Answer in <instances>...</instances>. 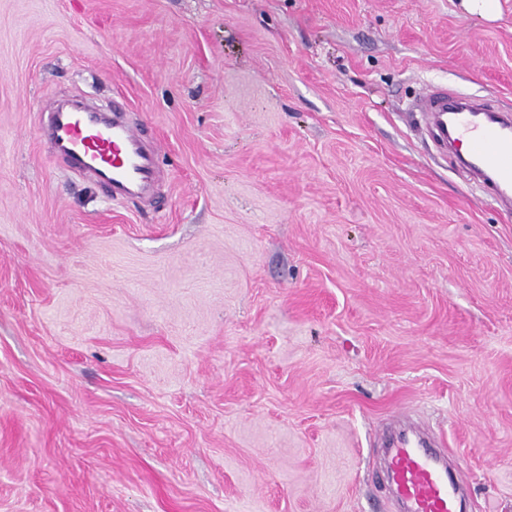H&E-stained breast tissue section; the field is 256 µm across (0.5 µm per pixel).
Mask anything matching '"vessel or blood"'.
Segmentation results:
<instances>
[{"label": "vessel or blood", "mask_w": 512, "mask_h": 512, "mask_svg": "<svg viewBox=\"0 0 512 512\" xmlns=\"http://www.w3.org/2000/svg\"><path fill=\"white\" fill-rule=\"evenodd\" d=\"M440 143H466L473 171L485 174L499 205L512 204V120L485 104H467L444 87L429 90L418 106ZM39 138L68 168L86 173L114 200L133 201L159 175L156 146L125 118L123 102L100 112L50 103ZM385 479L402 512H461L445 454L425 440L402 435L384 450Z\"/></svg>", "instance_id": "obj_1"}]
</instances>
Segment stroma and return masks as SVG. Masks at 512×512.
Masks as SVG:
<instances>
[{
  "label": "stroma",
  "instance_id": "35a3bbf8",
  "mask_svg": "<svg viewBox=\"0 0 512 512\" xmlns=\"http://www.w3.org/2000/svg\"><path fill=\"white\" fill-rule=\"evenodd\" d=\"M441 84L512 113V0H0V512H394L402 414L512 512V212ZM70 95L155 198L44 151ZM465 10L486 21H494L499 16V0H462ZM39 139L68 168L85 172L113 200L135 201L159 175L157 147L125 119L124 103L107 112L49 103Z\"/></svg>",
  "mask_w": 512,
  "mask_h": 512
}]
</instances>
